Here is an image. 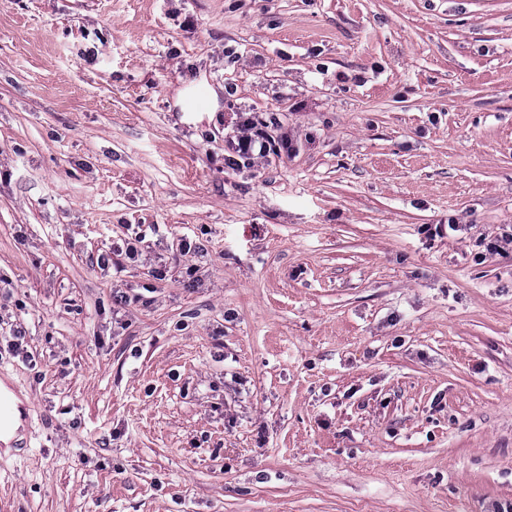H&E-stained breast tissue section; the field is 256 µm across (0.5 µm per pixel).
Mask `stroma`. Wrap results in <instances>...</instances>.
Returning <instances> with one entry per match:
<instances>
[{
    "label": "stroma",
    "mask_w": 512,
    "mask_h": 512,
    "mask_svg": "<svg viewBox=\"0 0 512 512\" xmlns=\"http://www.w3.org/2000/svg\"><path fill=\"white\" fill-rule=\"evenodd\" d=\"M511 226L512 0H0V512H512ZM236 122L235 134L227 140L228 149L232 154L228 157L231 165H250L257 158L280 155L288 152L291 141L284 134L275 139L268 131L270 121L250 112H241Z\"/></svg>",
    "instance_id": "stroma-1"
}]
</instances>
